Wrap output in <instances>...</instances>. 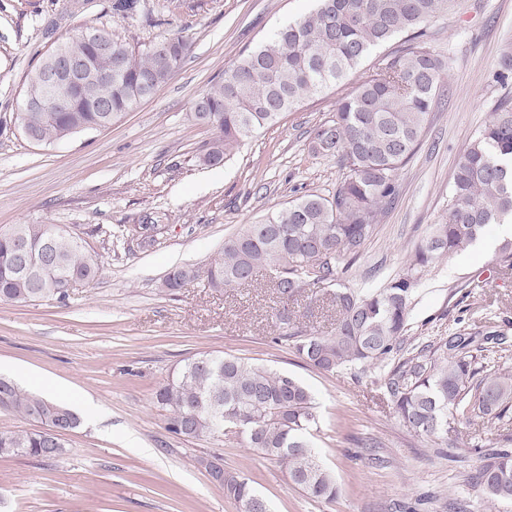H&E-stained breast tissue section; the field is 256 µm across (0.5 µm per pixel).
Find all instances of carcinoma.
<instances>
[{"label":"carcinoma","mask_w":512,"mask_h":512,"mask_svg":"<svg viewBox=\"0 0 512 512\" xmlns=\"http://www.w3.org/2000/svg\"><path fill=\"white\" fill-rule=\"evenodd\" d=\"M459 0H318L316 9L274 31L242 55L224 78L193 102L191 117L213 137L198 160L217 166L247 134L276 124L303 100L343 82L378 46L404 34L393 51L359 86L338 101L331 119L313 131L311 151L338 158L341 178L334 191L311 192L287 202L264 219L244 224L204 267L172 268L162 286L170 293L201 283L216 291L238 288L263 270L272 273L279 299L278 341L289 343L309 365L327 373L356 365L389 367L384 392L399 422L448 444V421H507L512 414V371L492 362L507 350L502 333L478 336L458 330L437 342L407 341L411 299L422 275L436 261L472 245L489 224L512 217V100L501 101L464 150L448 193V218L431 226L404 266L381 288L355 291L338 280V265L355 261L392 202L399 170L416 152L437 106L447 62L423 40L421 25L453 13ZM173 54L152 53L112 39V55L94 42L77 44L93 75L98 111L75 96L67 110L29 112V128L53 144L121 118L172 79L189 51L180 37L166 40ZM42 65L26 77L23 95L43 97ZM102 267L77 232L52 224H17L0 232V301H64L69 283L90 284ZM326 292L336 306L333 336H311L296 324L291 305L304 291ZM169 412L166 428L185 438L213 437L211 420L223 418L248 447L278 460L290 485L330 502L336 480L310 448L315 423L309 389L285 374L244 359L205 352L185 360L155 393ZM0 406L42 425L37 431L0 432V457L53 458L62 435L80 425L68 405L20 389L0 375ZM512 436L477 448L475 475L485 499L512 501ZM216 483L241 512H268L249 482L216 471Z\"/></svg>","instance_id":"cac0c4a2"}]
</instances>
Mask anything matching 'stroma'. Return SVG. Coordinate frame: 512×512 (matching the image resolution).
<instances>
[{
	"label": "stroma",
	"mask_w": 512,
	"mask_h": 512,
	"mask_svg": "<svg viewBox=\"0 0 512 512\" xmlns=\"http://www.w3.org/2000/svg\"><path fill=\"white\" fill-rule=\"evenodd\" d=\"M90 0L69 16L64 0H0V231L56 224L84 233L98 258L97 281L70 289L66 303L0 301V374L27 387V373L70 389L67 405L95 404L101 422L82 420L51 459L0 458V512H239L199 458L221 456L226 472L248 479L270 512H512L487 502L470 476L512 421L453 425L447 447L407 429L384 392V367L324 373L276 341L279 303L267 273L249 286L214 291L162 287L175 266L208 264L225 237L302 194L333 190L335 158L309 148L336 103L381 64L400 39L378 48L344 83L304 100L275 125L245 137L221 165L197 163L209 127L190 117L194 98L274 30L314 9V0H144L136 14ZM94 27L133 45L180 36L190 44L181 68L136 109L105 130L37 146L16 120L27 74L55 45ZM425 39L450 65L445 99L432 113L416 154L399 171L396 198L351 265L348 287L377 288L394 276L448 216V190L468 141L503 98L500 56L512 46V0H461L457 13L426 22ZM153 218L164 226L154 247L114 243L103 228ZM498 225L484 251L471 248L425 272L411 303L410 339L448 331L512 337V269L498 266ZM310 333L333 334L327 299L302 293L294 304ZM202 352L234 355L292 375L316 404L312 441L336 479L332 502L288 482L276 459L242 437L187 439L166 429L155 391Z\"/></svg>",
	"instance_id": "stroma-1"
}]
</instances>
